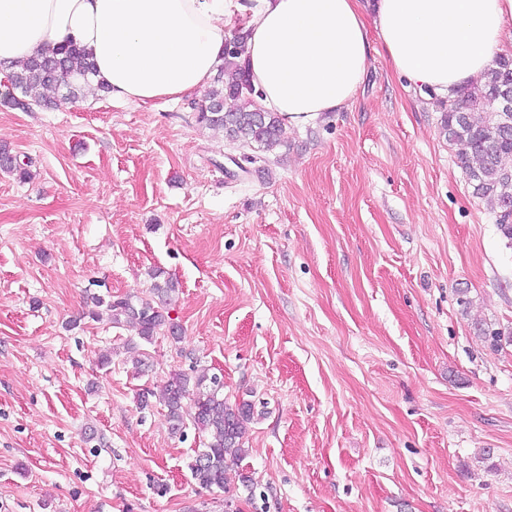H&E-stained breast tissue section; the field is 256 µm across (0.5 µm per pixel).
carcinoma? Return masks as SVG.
I'll return each instance as SVG.
<instances>
[{"label":"carcinoma","instance_id":"carcinoma-1","mask_svg":"<svg viewBox=\"0 0 512 512\" xmlns=\"http://www.w3.org/2000/svg\"><path fill=\"white\" fill-rule=\"evenodd\" d=\"M247 34L237 31L224 53V65L217 69L211 87L192 103L196 122L218 131L230 144L254 143L263 151L281 144L284 127L274 112H265L253 97V88L245 75L241 58ZM93 71L88 54L71 47L29 59L8 73L14 105L28 110L47 106L44 91L64 87L65 98H76L89 87L87 75ZM443 112L442 133L455 148L457 164L463 170L472 195L485 201L497 215V230L505 245L512 247V56L500 55L482 83H473L451 97H435ZM0 171L25 181L31 178L28 165L16 161L7 147H0ZM177 291V282L166 278L155 282L149 297L112 298V294L93 293V308L70 320L76 327L82 319L100 318L97 308L108 312L112 323L132 328L137 340H128L126 350L150 343L161 332L173 341L181 332L169 315V304ZM477 335L491 346L512 344V327L492 328L474 325ZM158 397L167 409L171 433L182 436L187 425L206 437L195 450L189 464L195 484L207 491L225 489L226 471L247 455L244 447L246 424L255 417L250 401L230 403L224 398V383L191 367L172 372L160 392L145 388L138 395L144 409L150 398Z\"/></svg>","mask_w":512,"mask_h":512}]
</instances>
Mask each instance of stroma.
Returning <instances> with one entry per match:
<instances>
[{
  "label": "stroma",
  "mask_w": 512,
  "mask_h": 512,
  "mask_svg": "<svg viewBox=\"0 0 512 512\" xmlns=\"http://www.w3.org/2000/svg\"><path fill=\"white\" fill-rule=\"evenodd\" d=\"M372 46L350 107L270 152L189 95L0 105L34 174L0 172V512H512V345L471 328L512 326V248L442 112ZM155 270L182 340L143 345L140 373L126 327L81 313L95 282L145 297ZM193 365L255 405L226 474L253 501L200 489L201 434L138 407Z\"/></svg>",
  "instance_id": "1"
}]
</instances>
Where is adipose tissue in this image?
I'll return each instance as SVG.
<instances>
[{"label": "adipose tissue", "instance_id": "obj_1", "mask_svg": "<svg viewBox=\"0 0 512 512\" xmlns=\"http://www.w3.org/2000/svg\"><path fill=\"white\" fill-rule=\"evenodd\" d=\"M242 20L255 100L284 126L349 107L377 31L394 71L440 95L512 50V0H0V63L76 44L113 100L204 90Z\"/></svg>", "mask_w": 512, "mask_h": 512}]
</instances>
